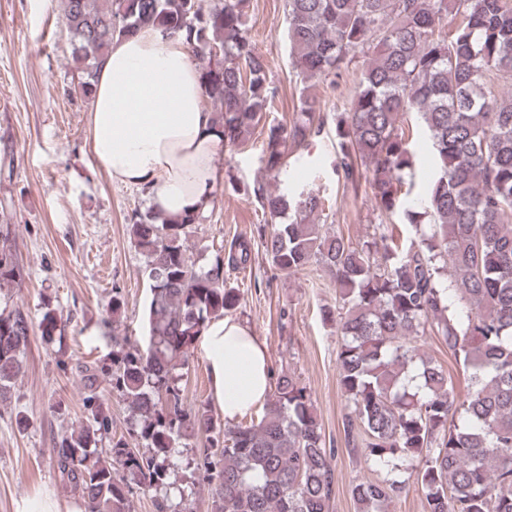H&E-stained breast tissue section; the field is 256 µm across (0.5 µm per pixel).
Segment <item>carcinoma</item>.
Wrapping results in <instances>:
<instances>
[{"mask_svg": "<svg viewBox=\"0 0 512 512\" xmlns=\"http://www.w3.org/2000/svg\"><path fill=\"white\" fill-rule=\"evenodd\" d=\"M80 90L92 81L116 38L143 26L181 37L200 71L226 146L266 134L264 170L287 174L288 159L334 130L336 172L353 190L365 182L379 211V236L355 243L319 224L320 192L270 189L260 178L234 187L255 200L271 231L267 262L289 274L315 262L336 287L341 342L338 376L348 401L346 444L362 441L380 471L354 485L359 512H390L417 485L425 512H512V0H286L292 65L306 82L336 86L361 64L349 106L322 111L303 94L285 126L267 120L276 89L255 48L243 0H62ZM416 114L436 176L425 194L403 198ZM207 221H168L135 213L130 235L144 257L151 299L146 344L112 351L111 363H78L87 423L55 443L63 481L86 512H130L133 489L155 492L156 512H180L170 459L204 439L203 467L212 512H328L334 449L322 444L311 395L293 375L275 377L260 420L220 422L181 388L206 323L235 311L239 294L224 265L252 262L248 241L231 244L203 266L187 246ZM9 233L0 235V297L22 286ZM56 312L38 324L20 308L0 310V401L22 372L30 336L52 337ZM436 336L469 371L456 392L442 366L414 345ZM128 404L131 432L109 436L102 384ZM107 447H102L103 442Z\"/></svg>", "mask_w": 512, "mask_h": 512, "instance_id": "carcinoma-1", "label": "carcinoma"}]
</instances>
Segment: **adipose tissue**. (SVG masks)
<instances>
[{
    "instance_id": "ef3b65f1",
    "label": "adipose tissue",
    "mask_w": 512,
    "mask_h": 512,
    "mask_svg": "<svg viewBox=\"0 0 512 512\" xmlns=\"http://www.w3.org/2000/svg\"><path fill=\"white\" fill-rule=\"evenodd\" d=\"M205 90L182 39L153 27L113 41L93 86L87 151L94 169L146 189L153 212L206 215L224 138L203 106ZM212 398L234 423L262 406L272 376L266 346L244 324L216 317L200 335Z\"/></svg>"
}]
</instances>
